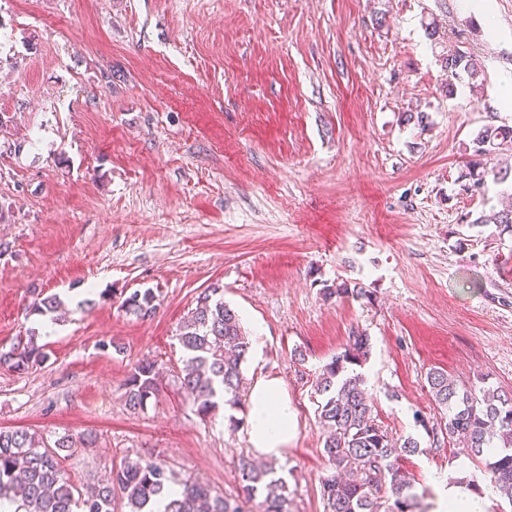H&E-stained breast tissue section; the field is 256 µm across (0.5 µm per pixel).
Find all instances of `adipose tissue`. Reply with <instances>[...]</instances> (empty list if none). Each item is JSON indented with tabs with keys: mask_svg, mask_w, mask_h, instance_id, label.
I'll return each mask as SVG.
<instances>
[{
	"mask_svg": "<svg viewBox=\"0 0 512 512\" xmlns=\"http://www.w3.org/2000/svg\"><path fill=\"white\" fill-rule=\"evenodd\" d=\"M295 411L282 381L256 378L250 393L245 434L256 456L281 457L294 436Z\"/></svg>",
	"mask_w": 512,
	"mask_h": 512,
	"instance_id": "obj_1",
	"label": "adipose tissue"
}]
</instances>
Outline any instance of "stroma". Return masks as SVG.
Listing matches in <instances>:
<instances>
[{
    "label": "stroma",
    "mask_w": 512,
    "mask_h": 512,
    "mask_svg": "<svg viewBox=\"0 0 512 512\" xmlns=\"http://www.w3.org/2000/svg\"><path fill=\"white\" fill-rule=\"evenodd\" d=\"M454 50L481 89L444 70ZM503 124L512 0H0V350L32 329L47 353L0 367V428L94 432L64 462L82 490L157 456L236 496L246 410L201 418L177 381V327L218 287L263 338L246 382L279 377L297 413L274 461L288 512H324L314 384L357 331L373 415L419 441L403 466L435 512L438 479L472 465L414 420L440 419L428 372L512 393V235L472 225L501 188L458 183L474 134ZM342 281L366 296H324ZM145 290L154 315L122 308ZM40 294L58 311L28 315ZM145 360L160 394L134 412ZM158 372L154 363L136 365L125 381L126 405L130 410L140 411L147 407L150 399L159 392Z\"/></svg>",
    "instance_id": "stroma-1"
}]
</instances>
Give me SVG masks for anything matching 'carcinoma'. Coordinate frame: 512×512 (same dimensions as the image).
<instances>
[{"label":"carcinoma","instance_id":"obj_1","mask_svg":"<svg viewBox=\"0 0 512 512\" xmlns=\"http://www.w3.org/2000/svg\"><path fill=\"white\" fill-rule=\"evenodd\" d=\"M444 70L456 80H467L471 90L479 87L480 67L464 53L443 59ZM473 159L462 178L464 189L488 195V183H504L512 173L488 170L482 157L505 147L512 148V127L487 126L471 141ZM495 224L500 233L512 235V208L490 209L471 225ZM362 287L347 283L325 288L328 297L362 296ZM59 300L53 295L38 297L30 313H53ZM122 307L145 318L158 309L157 296L147 290L125 298ZM184 352L180 386L194 411L206 417L220 405L240 404L243 385L242 363L250 348L236 312L224 303L218 288H208L196 298V306L184 318L178 333ZM370 337L357 332L349 337L343 353L324 366L314 385L317 413L326 431L323 450L332 473L321 483L325 512H415L417 495L410 493L412 479L402 460L419 452L412 437L399 441L388 434L373 417L358 368L370 354ZM47 358L38 335L30 330L8 350H0V365L26 373ZM430 392L446 422L450 438H461V450L474 470L455 478L451 484L474 493L488 478L500 496L512 505V396L490 388L459 385L448 373L433 369L426 377ZM159 392L158 372L151 362L140 363L125 381L126 405L133 411L147 407ZM67 435L49 442L25 429H0V504L7 502L13 512H115L121 501L129 512H287L286 483L274 477L273 468L255 465L240 456L235 466L242 496L227 498L213 492L200 479L179 483L159 458H126L112 467L109 476L87 496L68 478L59 451L74 447Z\"/></svg>","mask_w":512,"mask_h":512}]
</instances>
